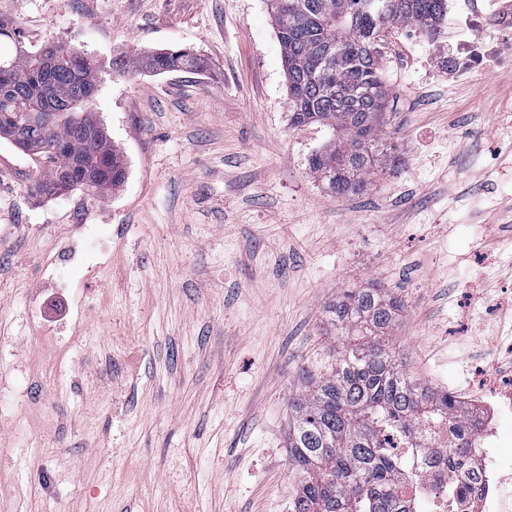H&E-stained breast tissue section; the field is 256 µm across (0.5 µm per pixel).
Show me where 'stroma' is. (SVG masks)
I'll return each mask as SVG.
<instances>
[{
	"label": "stroma",
	"mask_w": 512,
	"mask_h": 512,
	"mask_svg": "<svg viewBox=\"0 0 512 512\" xmlns=\"http://www.w3.org/2000/svg\"><path fill=\"white\" fill-rule=\"evenodd\" d=\"M0 20L97 59L127 166L103 197L38 200L0 139V512H288L290 404L335 363L345 288L403 302L392 347L422 386L512 371V64L437 72L455 15L436 42L390 29L396 161L342 197L309 171L327 129L288 121L269 0H0ZM169 47L208 70L112 67Z\"/></svg>",
	"instance_id": "35a3bbf8"
}]
</instances>
